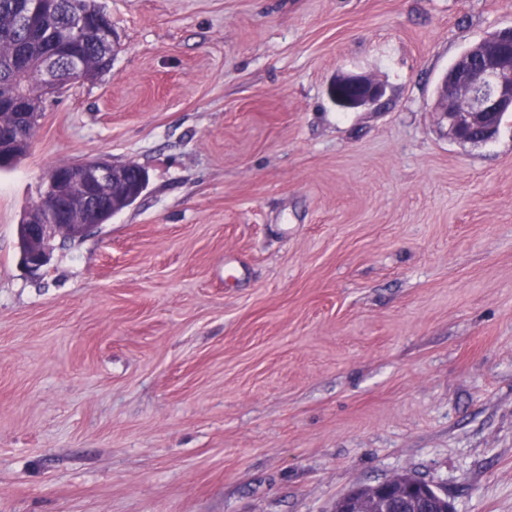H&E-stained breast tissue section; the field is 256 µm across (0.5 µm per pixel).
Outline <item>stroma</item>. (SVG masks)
I'll return each mask as SVG.
<instances>
[{
    "instance_id": "1",
    "label": "stroma",
    "mask_w": 512,
    "mask_h": 512,
    "mask_svg": "<svg viewBox=\"0 0 512 512\" xmlns=\"http://www.w3.org/2000/svg\"><path fill=\"white\" fill-rule=\"evenodd\" d=\"M110 72L0 170V512H334L421 479L512 512V116L432 110L512 0H100ZM386 86L343 111L337 73ZM146 190L48 265L56 164Z\"/></svg>"
}]
</instances>
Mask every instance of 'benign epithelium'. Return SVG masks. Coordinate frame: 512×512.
I'll return each instance as SVG.
<instances>
[{
    "instance_id": "obj_1",
    "label": "benign epithelium",
    "mask_w": 512,
    "mask_h": 512,
    "mask_svg": "<svg viewBox=\"0 0 512 512\" xmlns=\"http://www.w3.org/2000/svg\"><path fill=\"white\" fill-rule=\"evenodd\" d=\"M47 5L43 0H18L16 28L29 31L35 17ZM36 86L42 98L54 95L60 87L57 56L50 54L43 62ZM385 94V85L372 76L345 73L336 77L330 95L344 110L370 108ZM433 110L448 129V135L462 143H473L469 135L478 131L484 140L495 138L500 113L512 112V27L495 31L465 51L454 67L440 78ZM19 122L12 127L0 125V163L9 143L22 141L26 133L37 130L39 117L29 112L16 113ZM144 190V174L136 164L109 161L81 162L62 171L51 170L41 203L33 206L21 224V256L25 267L38 271L50 260L52 243L70 235L83 238L96 224L88 215L97 203L112 196V210L117 199H133ZM392 481L369 490L368 508H388L379 496L391 490Z\"/></svg>"
}]
</instances>
